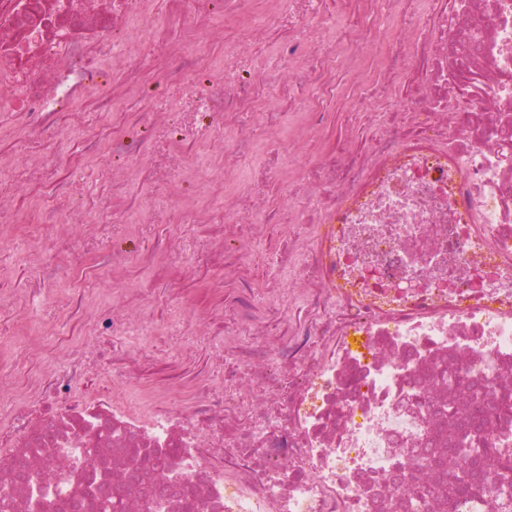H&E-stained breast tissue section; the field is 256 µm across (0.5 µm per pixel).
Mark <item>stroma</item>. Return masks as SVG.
Returning a JSON list of instances; mask_svg holds the SVG:
<instances>
[{"label":"stroma","mask_w":512,"mask_h":512,"mask_svg":"<svg viewBox=\"0 0 512 512\" xmlns=\"http://www.w3.org/2000/svg\"><path fill=\"white\" fill-rule=\"evenodd\" d=\"M389 53L371 49L355 63L331 73L334 97L323 102L321 131L293 133L299 164L319 163V135L362 146L353 125L369 103L363 88L387 72ZM188 87L157 91L147 133L149 152L135 172L113 183L124 164L112 153L114 133L130 127L135 97L123 110L105 112L99 100L74 112L0 114V296L13 303L0 311V354L18 363L0 393V414L30 404V387L49 358H60L75 341L96 342L97 321L115 312L131 321L97 376L76 384L79 394L131 398L136 387L176 390L200 378L224 382V359L214 344L230 318L212 290L224 277L247 286L255 302L288 266L291 244L277 215L288 206V187L267 190L259 205L264 224L252 243L241 224L224 221V190L209 181V167L223 158L221 140L205 141L183 125L179 106ZM124 211L112 220L111 207ZM257 246L259 257L240 264L225 239ZM131 263L113 269L112 254ZM198 253L184 266L172 253Z\"/></svg>","instance_id":"obj_1"}]
</instances>
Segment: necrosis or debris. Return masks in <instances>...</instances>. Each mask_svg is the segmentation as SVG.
I'll list each match as a JSON object with an SVG mask.
<instances>
[{"label": "necrosis or debris", "instance_id": "necrosis-or-debris-1", "mask_svg": "<svg viewBox=\"0 0 512 512\" xmlns=\"http://www.w3.org/2000/svg\"><path fill=\"white\" fill-rule=\"evenodd\" d=\"M335 0H0V112L71 111L106 77L135 89L140 122L153 110L151 86L192 80L183 110L194 128H218L284 91L274 70L225 68L209 77L204 51L215 22L242 15L244 38L274 36L288 61L330 57L319 22ZM376 24L338 30L337 53L360 57L379 41L391 71L373 93L359 132L369 157L334 143L313 172L289 189L288 238L296 259L263 305L238 293L235 333L257 342L225 367V386L196 385L165 408L141 390L135 403L92 400L73 390L98 370L101 351L68 355L49 370L37 411L0 419V477L26 459L32 482L12 484L0 512H30L73 493L62 465L80 466L84 439L95 469L130 512H447L444 479L423 487L427 449L444 438L429 424L458 391L432 378L465 376L497 409L512 386V0H377ZM173 21L181 36L158 45L160 63L125 58L140 32ZM414 33L404 43V33ZM242 145L226 149L212 181L224 187V220L254 210L252 182L239 180ZM321 285L307 316L295 296ZM290 335L270 332L275 308ZM167 454L151 495L128 492V449Z\"/></svg>", "mask_w": 512, "mask_h": 512}]
</instances>
